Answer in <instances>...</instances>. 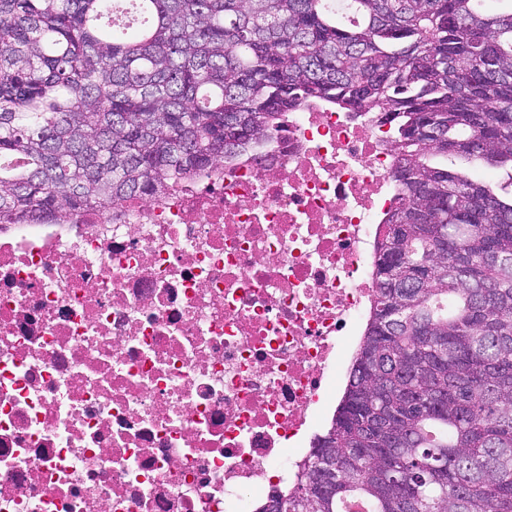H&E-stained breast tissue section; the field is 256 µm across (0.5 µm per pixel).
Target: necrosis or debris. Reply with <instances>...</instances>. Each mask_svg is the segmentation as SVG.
<instances>
[{
    "label": "necrosis or debris",
    "instance_id": "obj_1",
    "mask_svg": "<svg viewBox=\"0 0 512 512\" xmlns=\"http://www.w3.org/2000/svg\"><path fill=\"white\" fill-rule=\"evenodd\" d=\"M394 131L308 99L269 142L0 231V512H261L376 297Z\"/></svg>",
    "mask_w": 512,
    "mask_h": 512
}]
</instances>
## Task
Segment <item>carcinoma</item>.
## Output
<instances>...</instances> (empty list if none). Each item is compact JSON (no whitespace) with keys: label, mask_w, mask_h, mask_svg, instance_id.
Wrapping results in <instances>:
<instances>
[{"label":"carcinoma","mask_w":512,"mask_h":512,"mask_svg":"<svg viewBox=\"0 0 512 512\" xmlns=\"http://www.w3.org/2000/svg\"><path fill=\"white\" fill-rule=\"evenodd\" d=\"M307 99L384 112L406 203L331 426L277 497L512 512V0H0V226L153 196Z\"/></svg>","instance_id":"1"}]
</instances>
